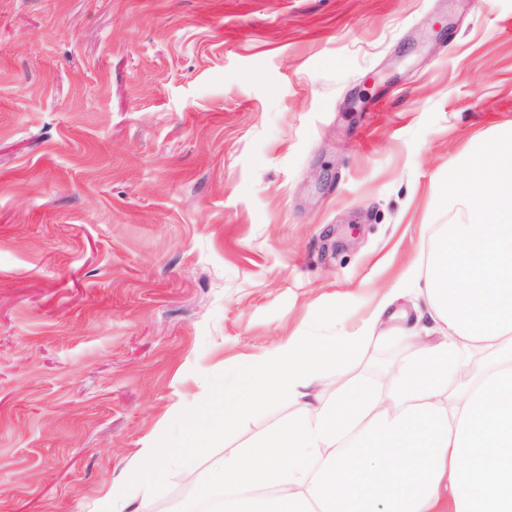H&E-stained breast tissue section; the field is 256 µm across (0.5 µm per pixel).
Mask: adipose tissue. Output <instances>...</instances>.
Here are the masks:
<instances>
[{"label":"adipose tissue","mask_w":512,"mask_h":512,"mask_svg":"<svg viewBox=\"0 0 512 512\" xmlns=\"http://www.w3.org/2000/svg\"><path fill=\"white\" fill-rule=\"evenodd\" d=\"M465 169L443 191L475 219L439 235L426 275L408 267L353 331L287 337L213 380L211 433L271 397L294 407L216 468L221 512H512V132ZM410 293L417 323L399 334L412 354L392 388L353 379L325 401L324 371L347 366Z\"/></svg>","instance_id":"obj_1"}]
</instances>
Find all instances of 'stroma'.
Returning <instances> with one entry per match:
<instances>
[{
  "mask_svg": "<svg viewBox=\"0 0 512 512\" xmlns=\"http://www.w3.org/2000/svg\"><path fill=\"white\" fill-rule=\"evenodd\" d=\"M511 129L512 0H0V512H100L213 378L356 328ZM414 301L345 375L383 386ZM290 411L121 512H195Z\"/></svg>",
  "mask_w": 512,
  "mask_h": 512,
  "instance_id": "obj_1",
  "label": "stroma"
}]
</instances>
